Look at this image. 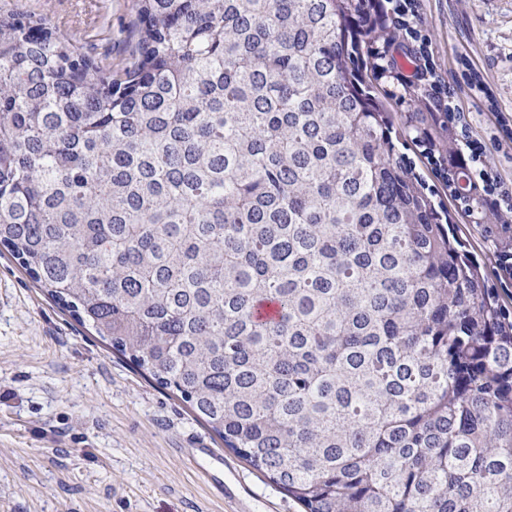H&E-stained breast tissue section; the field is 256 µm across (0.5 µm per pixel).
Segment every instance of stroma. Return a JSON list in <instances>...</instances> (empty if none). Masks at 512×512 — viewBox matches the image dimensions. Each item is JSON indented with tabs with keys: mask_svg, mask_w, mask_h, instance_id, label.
<instances>
[{
	"mask_svg": "<svg viewBox=\"0 0 512 512\" xmlns=\"http://www.w3.org/2000/svg\"><path fill=\"white\" fill-rule=\"evenodd\" d=\"M0 12L45 13L81 52L121 65L132 49L133 0H0ZM436 71L482 154L474 175L512 191V0H419ZM470 66L495 100L487 108L459 73ZM443 203L455 235L512 309L499 273L510 224H473L419 147H403ZM222 451L227 492L204 482L181 450ZM0 512H303L226 450L189 405L160 388L57 307L0 254Z\"/></svg>",
	"mask_w": 512,
	"mask_h": 512,
	"instance_id": "35a3bbf8",
	"label": "stroma"
}]
</instances>
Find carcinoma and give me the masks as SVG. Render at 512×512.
Returning <instances> with one entry per match:
<instances>
[{"instance_id":"1","label":"carcinoma","mask_w":512,"mask_h":512,"mask_svg":"<svg viewBox=\"0 0 512 512\" xmlns=\"http://www.w3.org/2000/svg\"><path fill=\"white\" fill-rule=\"evenodd\" d=\"M130 33L114 69L0 13V246L305 512H512V314L398 148L500 219L418 0H134Z\"/></svg>"}]
</instances>
